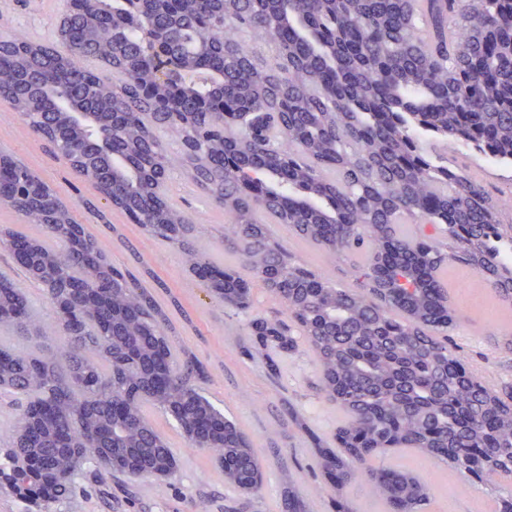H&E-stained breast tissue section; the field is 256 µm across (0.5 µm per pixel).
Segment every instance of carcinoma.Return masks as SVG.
Listing matches in <instances>:
<instances>
[{
  "instance_id": "cac0c4a2",
  "label": "carcinoma",
  "mask_w": 512,
  "mask_h": 512,
  "mask_svg": "<svg viewBox=\"0 0 512 512\" xmlns=\"http://www.w3.org/2000/svg\"><path fill=\"white\" fill-rule=\"evenodd\" d=\"M113 0L98 13L75 16L65 31L69 52L53 42L25 39L0 58V91L18 87L28 71L49 69V98L31 94L8 102L34 128L62 107L88 100L103 132L137 169L158 179L135 180L117 168L98 182L88 209L104 200L139 210L143 230L179 250L191 271L221 303L244 308L262 285L281 305L285 322L252 321L259 347L292 350L302 339L316 354L321 394L341 408L337 448L318 450L320 469L336 488V512H353L342 489L361 478L386 512H425L431 484L376 460L412 448L487 484L512 476V385L462 373L448 338L458 316L441 280L448 263H462L506 300L512 267L495 253L512 244V224L481 182L435 151L462 141L512 163V0H247L233 12L224 0H185L182 15L165 0H137L157 26L183 36L213 58L222 81L191 77L180 104L207 91L245 112L204 148L179 153L187 181L224 210V251L238 264L217 268L204 253L199 225L167 196L172 159L161 133L181 135L164 112L139 94L156 82L138 63L139 30L113 29ZM104 160L93 141L67 166L84 181ZM261 183L265 199L248 190ZM58 213L23 201L7 206L41 234L19 236L50 260L45 282L70 287V307L83 316L73 328L57 316L59 350L44 348L40 317L22 282L0 272V328L29 344L0 343V394L19 406L10 446L0 448V489L53 512L86 463H102L132 478L169 476L174 456L145 412L170 415L187 445L197 447L193 423H210L206 448L224 466V481L251 500L262 486V462L250 439L204 395L205 371L190 357L177 363L176 328L142 280L112 266L97 240L75 250L68 240L73 209ZM266 215L301 240L321 247L355 272L341 287L297 263L272 239ZM412 220L419 233L402 224ZM112 277V295L83 292L91 270ZM167 391H154L160 374ZM122 397L128 414L108 413ZM282 512H307L298 491H282Z\"/></svg>"
}]
</instances>
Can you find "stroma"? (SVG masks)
Here are the masks:
<instances>
[{
    "mask_svg": "<svg viewBox=\"0 0 512 512\" xmlns=\"http://www.w3.org/2000/svg\"><path fill=\"white\" fill-rule=\"evenodd\" d=\"M65 7V0H7L0 8V33L52 40ZM0 149L33 170L64 204L76 207L79 196H91L90 187L19 118L0 121ZM452 155L467 169L488 173L484 186L492 198L512 194V166L482 163L466 146ZM171 177L173 203L200 218L204 246L214 256H223V210L200 191L183 192L180 169H173ZM77 216L111 255L114 266L143 273L144 286L176 328L174 356L191 353L204 367L201 386L207 397L252 440L266 470L261 494L250 501L241 498L225 483L211 452L188 447L176 421L151 407L147 413L176 457L175 475L134 480L114 471L85 474L76 479L71 501L59 505L57 512H282L281 491L289 484L304 498L308 512H334L339 495L353 512H384L365 481H354L343 493H335L316 462V449L335 447L336 428L344 414L319 392L320 367L313 351L303 345L269 358L251 353L253 338L247 324L256 318L280 319L277 302L256 288L248 311L224 306L189 274L180 252L146 236L123 212L108 207L99 217L78 209ZM270 232L299 264L327 273L336 284H351L348 264L330 263L319 246L300 240L285 225H271ZM490 298L489 288L477 283L468 298L455 305L459 322L450 336L479 375L512 384V312L487 314L485 303ZM287 405L303 414V428H293L284 420ZM382 463L432 479L428 512H495L499 495L495 486L470 483L459 471L422 458L413 449H395Z\"/></svg>",
    "mask_w": 512,
    "mask_h": 512,
    "instance_id": "obj_1",
    "label": "stroma"
}]
</instances>
